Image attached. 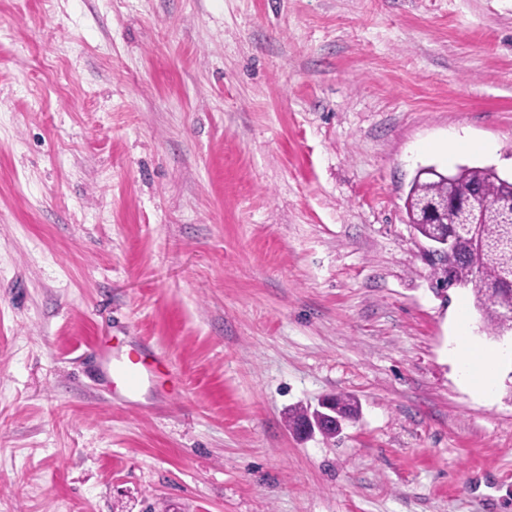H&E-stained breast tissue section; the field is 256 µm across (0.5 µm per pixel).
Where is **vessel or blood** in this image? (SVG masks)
I'll use <instances>...</instances> for the list:
<instances>
[{
    "mask_svg": "<svg viewBox=\"0 0 512 512\" xmlns=\"http://www.w3.org/2000/svg\"><path fill=\"white\" fill-rule=\"evenodd\" d=\"M99 374L106 380L117 401H130L141 396L155 378L166 374L164 362L139 343L125 354L115 353L110 340H102L96 350Z\"/></svg>",
    "mask_w": 512,
    "mask_h": 512,
    "instance_id": "vessel-or-blood-1",
    "label": "vessel or blood"
}]
</instances>
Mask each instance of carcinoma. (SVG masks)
<instances>
[{
  "instance_id": "cac0c4a2",
  "label": "carcinoma",
  "mask_w": 512,
  "mask_h": 512,
  "mask_svg": "<svg viewBox=\"0 0 512 512\" xmlns=\"http://www.w3.org/2000/svg\"><path fill=\"white\" fill-rule=\"evenodd\" d=\"M453 193L464 199L476 193L486 202L489 220L468 224L456 207L439 215L426 204ZM414 230L425 239L444 235L453 241V255L446 266L433 268L436 281L472 288L484 330L494 338L512 332V179L493 167L459 166L452 174L424 167L414 176L406 199ZM328 414L353 417L356 402L346 395L327 398ZM320 419L317 410L294 407L288 411L293 429Z\"/></svg>"
}]
</instances>
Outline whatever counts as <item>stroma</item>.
<instances>
[{"label":"stroma","mask_w":512,"mask_h":512,"mask_svg":"<svg viewBox=\"0 0 512 512\" xmlns=\"http://www.w3.org/2000/svg\"><path fill=\"white\" fill-rule=\"evenodd\" d=\"M427 165L512 177V0H0V512H512ZM101 336L174 378L114 401ZM456 360L461 379L469 386L472 385L470 363L476 359L481 364L482 380L480 391L486 399L492 394L495 373L502 357L499 349L485 347L470 335L464 320L459 321L454 346L449 351Z\"/></svg>","instance_id":"1"}]
</instances>
